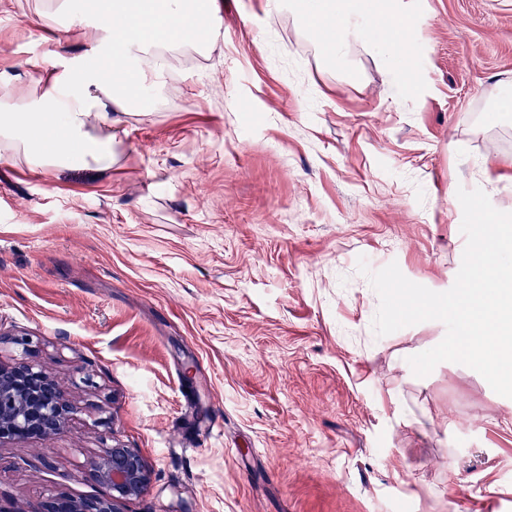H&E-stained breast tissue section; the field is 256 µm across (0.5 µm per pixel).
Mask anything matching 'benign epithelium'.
<instances>
[{"label":"benign epithelium","mask_w":512,"mask_h":512,"mask_svg":"<svg viewBox=\"0 0 512 512\" xmlns=\"http://www.w3.org/2000/svg\"><path fill=\"white\" fill-rule=\"evenodd\" d=\"M76 413L59 383L31 364L0 363V443L58 434ZM89 475L109 489L99 498L58 495L30 512H122V505L141 495L149 472L141 455L115 442L88 462Z\"/></svg>","instance_id":"7a95c632"}]
</instances>
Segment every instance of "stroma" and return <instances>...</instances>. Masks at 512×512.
<instances>
[{"mask_svg": "<svg viewBox=\"0 0 512 512\" xmlns=\"http://www.w3.org/2000/svg\"><path fill=\"white\" fill-rule=\"evenodd\" d=\"M422 59L327 69L288 11L220 0L192 68L127 116L107 168L0 149V362L51 374L67 432L0 444V507L106 495L86 471L113 442L150 483L124 512H512V398L453 362L425 321L379 337L368 272L397 263L449 290L466 238L449 187L512 212V0H404ZM65 0H0V102L33 62L80 58L41 21ZM402 44L401 46H399ZM386 53H393L395 50L396 64L389 71V79L393 87L402 95L408 94L414 83L416 68L411 62L412 50L404 39L390 41L380 46Z\"/></svg>", "mask_w": 512, "mask_h": 512, "instance_id": "35a3bbf8", "label": "stroma"}]
</instances>
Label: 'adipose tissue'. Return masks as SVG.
Masks as SVG:
<instances>
[{
    "mask_svg": "<svg viewBox=\"0 0 512 512\" xmlns=\"http://www.w3.org/2000/svg\"><path fill=\"white\" fill-rule=\"evenodd\" d=\"M271 11H291L318 43L325 66L346 68L354 45L368 44L389 21L406 29L403 0H268ZM75 26L94 20L105 50L55 66L50 86L19 104L0 105V144L21 152L29 165L107 167L112 139L96 126H114L115 113L145 112L148 88L167 65L156 39L204 46L220 21L216 0H78L68 6Z\"/></svg>",
    "mask_w": 512,
    "mask_h": 512,
    "instance_id": "adipose-tissue-1",
    "label": "adipose tissue"
}]
</instances>
